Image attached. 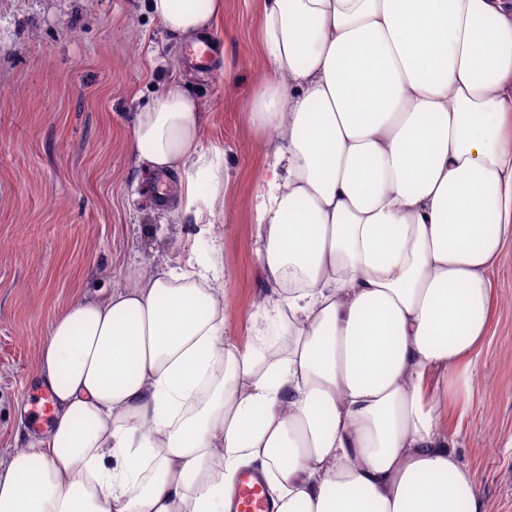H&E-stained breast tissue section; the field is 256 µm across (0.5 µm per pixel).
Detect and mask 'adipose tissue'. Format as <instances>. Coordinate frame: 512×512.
Segmentation results:
<instances>
[{
	"label": "adipose tissue",
	"mask_w": 512,
	"mask_h": 512,
	"mask_svg": "<svg viewBox=\"0 0 512 512\" xmlns=\"http://www.w3.org/2000/svg\"><path fill=\"white\" fill-rule=\"evenodd\" d=\"M171 35L224 0H150ZM273 74L243 118L272 134L253 200L260 304L286 335L227 336L215 269L156 262L49 324L53 423L0 458V512H226L261 470L274 512H486L448 445L512 242V0H265ZM209 224L196 102L133 122Z\"/></svg>",
	"instance_id": "adipose-tissue-1"
}]
</instances>
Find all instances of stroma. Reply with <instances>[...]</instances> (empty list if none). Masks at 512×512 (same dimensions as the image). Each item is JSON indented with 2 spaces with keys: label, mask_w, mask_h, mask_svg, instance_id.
I'll return each mask as SVG.
<instances>
[{
  "label": "stroma",
  "mask_w": 512,
  "mask_h": 512,
  "mask_svg": "<svg viewBox=\"0 0 512 512\" xmlns=\"http://www.w3.org/2000/svg\"><path fill=\"white\" fill-rule=\"evenodd\" d=\"M149 0H0V456L41 433L34 367L50 321L74 299L124 286L129 269L189 254L221 276L234 341L252 342L264 317L252 200L267 135L242 114L271 73L261 52L264 0H224L209 35L221 50L204 79L186 60L191 40L153 18ZM192 96L203 145L218 156L213 229L178 208L179 176L157 200L133 161L135 113L170 87ZM490 341L469 408L446 405L448 437L477 474L486 512H512V243L492 272Z\"/></svg>",
  "instance_id": "obj_1"
}]
</instances>
